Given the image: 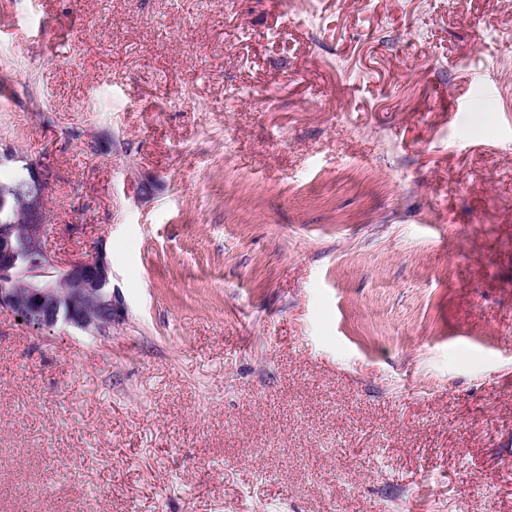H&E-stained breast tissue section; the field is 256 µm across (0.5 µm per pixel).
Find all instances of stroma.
<instances>
[{
    "instance_id": "35a3bbf8",
    "label": "stroma",
    "mask_w": 512,
    "mask_h": 512,
    "mask_svg": "<svg viewBox=\"0 0 512 512\" xmlns=\"http://www.w3.org/2000/svg\"><path fill=\"white\" fill-rule=\"evenodd\" d=\"M0 152V512H512V0H0ZM23 170L22 189L0 183V213H14L0 223V309L39 327L105 332L121 317L106 256L96 252L65 267L54 263L45 246L49 175L32 163Z\"/></svg>"
}]
</instances>
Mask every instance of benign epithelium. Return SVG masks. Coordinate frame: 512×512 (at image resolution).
I'll use <instances>...</instances> for the list:
<instances>
[{
    "instance_id": "1",
    "label": "benign epithelium",
    "mask_w": 512,
    "mask_h": 512,
    "mask_svg": "<svg viewBox=\"0 0 512 512\" xmlns=\"http://www.w3.org/2000/svg\"><path fill=\"white\" fill-rule=\"evenodd\" d=\"M23 170V185L0 183V213H14L0 223V309L39 327L63 325L88 334L110 329L121 303L106 256L97 252L64 267L54 263L45 246L49 175L32 163Z\"/></svg>"
}]
</instances>
